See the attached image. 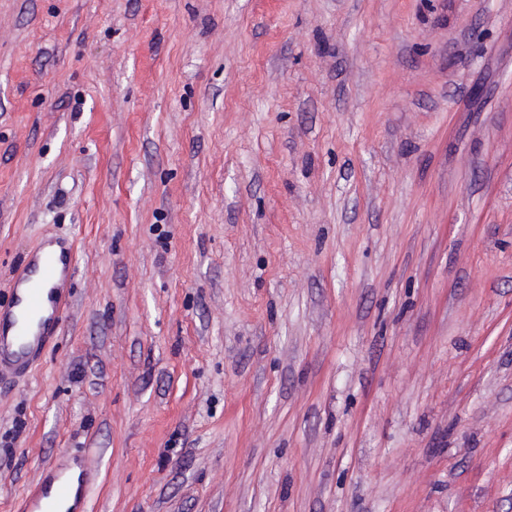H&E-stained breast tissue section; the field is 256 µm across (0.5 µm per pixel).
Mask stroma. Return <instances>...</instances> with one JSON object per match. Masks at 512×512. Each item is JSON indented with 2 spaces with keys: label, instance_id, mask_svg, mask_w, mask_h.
I'll return each mask as SVG.
<instances>
[{
  "label": "stroma",
  "instance_id": "35a3bbf8",
  "mask_svg": "<svg viewBox=\"0 0 512 512\" xmlns=\"http://www.w3.org/2000/svg\"><path fill=\"white\" fill-rule=\"evenodd\" d=\"M0 512H512V0H0ZM72 259L58 268L56 261L46 257L38 265L36 261L14 280L15 305L0 309V374L16 377L29 374L34 361L52 336V329L59 325L69 307V296L57 281L63 282L72 273ZM31 275H36L34 280ZM51 285V288H44ZM47 290V291H46ZM48 305V316L42 312ZM14 308L19 309L18 316ZM34 325L39 328L29 336ZM73 496L71 485L61 477H55L49 480H43L28 501V512H57L56 507L59 504L66 503ZM72 500L67 502L60 510L64 512Z\"/></svg>",
  "mask_w": 512,
  "mask_h": 512
}]
</instances>
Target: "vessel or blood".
Segmentation results:
<instances>
[{
  "instance_id": "vessel-or-blood-1",
  "label": "vessel or blood",
  "mask_w": 512,
  "mask_h": 512,
  "mask_svg": "<svg viewBox=\"0 0 512 512\" xmlns=\"http://www.w3.org/2000/svg\"><path fill=\"white\" fill-rule=\"evenodd\" d=\"M72 270L57 265L53 258L31 264L14 280L15 305L0 309V374L27 376L52 329L59 325L69 307V298L59 283ZM73 502L87 507V492H73L61 477L42 481L28 501V512H55L59 504Z\"/></svg>"
}]
</instances>
